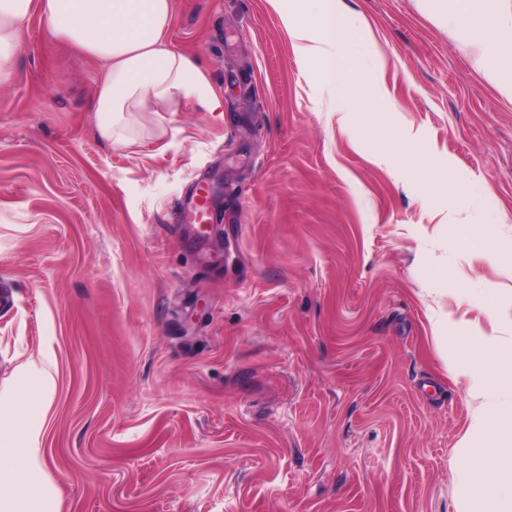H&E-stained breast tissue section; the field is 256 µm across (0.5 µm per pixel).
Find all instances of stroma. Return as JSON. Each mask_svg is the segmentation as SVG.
Masks as SVG:
<instances>
[{"instance_id":"obj_1","label":"stroma","mask_w":512,"mask_h":512,"mask_svg":"<svg viewBox=\"0 0 512 512\" xmlns=\"http://www.w3.org/2000/svg\"><path fill=\"white\" fill-rule=\"evenodd\" d=\"M336 110L269 0H174L194 104L102 139L98 61L25 22L0 86V405L54 368L38 512H456L512 361V106L427 0H345ZM206 240L176 231L199 181ZM481 245L467 249L464 236ZM19 373L23 377L36 378L42 390L46 393L53 384V370L44 359H29L19 367Z\"/></svg>"}]
</instances>
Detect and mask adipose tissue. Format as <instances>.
Wrapping results in <instances>:
<instances>
[{"label":"adipose tissue","mask_w":512,"mask_h":512,"mask_svg":"<svg viewBox=\"0 0 512 512\" xmlns=\"http://www.w3.org/2000/svg\"><path fill=\"white\" fill-rule=\"evenodd\" d=\"M438 12L477 53V67L500 97L512 104V12L503 0H434ZM298 54L317 61L323 82L339 101L357 103L366 92L355 48L362 35L344 0H270ZM39 10L52 33L82 55L103 62L90 109L100 135L123 144L139 113L176 112L192 101L220 111L222 96L209 89L196 61L168 44L173 0H0V86L14 75L22 25ZM45 410L18 425L0 417V512H34L26 485L12 461L24 456L27 471L39 475ZM466 450L468 466L457 469L462 489L457 512H512V407L480 417ZM495 472V481L484 479Z\"/></svg>","instance_id":"1"}]
</instances>
